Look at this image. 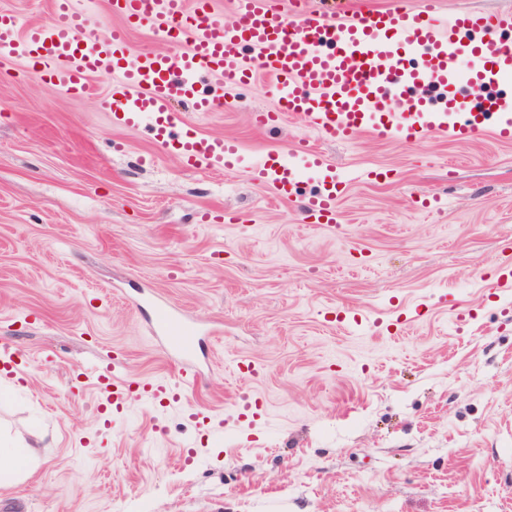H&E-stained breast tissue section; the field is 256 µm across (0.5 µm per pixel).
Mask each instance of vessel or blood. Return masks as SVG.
Instances as JSON below:
<instances>
[{"label": "vessel or blood", "mask_w": 512, "mask_h": 512, "mask_svg": "<svg viewBox=\"0 0 512 512\" xmlns=\"http://www.w3.org/2000/svg\"><path fill=\"white\" fill-rule=\"evenodd\" d=\"M52 4L46 21L30 25L0 11V65L23 61L50 92L86 98L99 96L94 76L111 74L103 106L121 123L174 148L191 168L204 163L236 167L238 147L220 135H199L174 112V104L188 99L195 111H212L221 104L224 87L259 73L272 80L283 112L333 141L347 143L367 133L382 140L440 134L467 142L484 131L491 115L498 118L493 137L512 141L511 100L492 96L475 107L452 95L436 110L427 96L429 88L449 86L464 59L472 63V82L492 83L512 74V45L498 37L501 28L512 26L511 11H461L449 18L441 15L439 0H422L416 9L366 11L343 2L329 12L307 10L303 0H293L287 11L281 0H234L235 20L228 25L215 0H109L122 24L100 38L87 29L75 0ZM132 29L163 38L170 51L131 53ZM202 78L215 79L210 93H198ZM411 87L420 90V97L397 109V96ZM303 159L322 173V189L308 199L306 211L317 223H332L341 184L324 171L317 151L304 149ZM258 167L280 197L293 195L296 170L281 154L267 155ZM154 324L183 372L194 374L193 329L163 306ZM136 390L155 399L167 388L151 380L116 381L113 405Z\"/></svg>", "instance_id": "vessel-or-blood-1"}]
</instances>
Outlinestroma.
<instances>
[{
  "label": "stroma",
  "instance_id": "obj_1",
  "mask_svg": "<svg viewBox=\"0 0 512 512\" xmlns=\"http://www.w3.org/2000/svg\"><path fill=\"white\" fill-rule=\"evenodd\" d=\"M176 104L244 166L186 167L96 99L0 69V475L11 512H512V142L318 139L266 76ZM320 152L347 188L334 226L253 180ZM388 171L385 181L363 178ZM199 330L200 375L141 297ZM181 400L108 409L99 371Z\"/></svg>",
  "mask_w": 512,
  "mask_h": 512
}]
</instances>
